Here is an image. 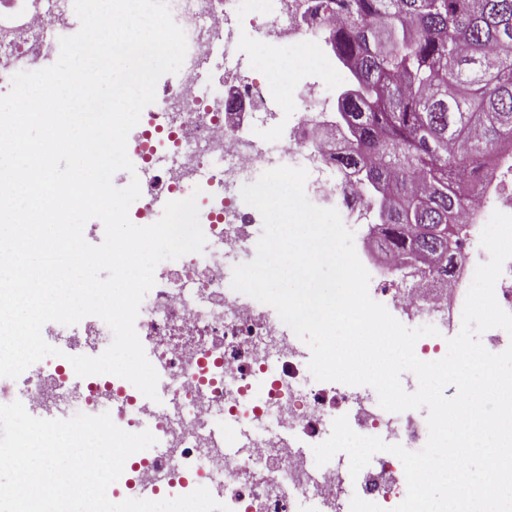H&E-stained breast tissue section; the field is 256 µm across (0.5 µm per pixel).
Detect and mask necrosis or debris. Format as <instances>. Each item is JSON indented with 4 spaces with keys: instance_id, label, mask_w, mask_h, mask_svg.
Segmentation results:
<instances>
[{
    "instance_id": "4bbe7bcc",
    "label": "necrosis or debris",
    "mask_w": 512,
    "mask_h": 512,
    "mask_svg": "<svg viewBox=\"0 0 512 512\" xmlns=\"http://www.w3.org/2000/svg\"><path fill=\"white\" fill-rule=\"evenodd\" d=\"M239 0H168L174 22L186 35L187 51L175 81L156 93L127 139L128 155L146 167L163 168L150 181L154 192L183 200L196 196L207 242L202 252L172 261L142 300L135 329L151 346L150 362L162 367L170 393L167 405L146 398L131 382L114 375L77 377L69 358L98 356L110 335L99 318L88 316L72 328L62 347L67 358L31 365L18 378L0 377V405L21 399L29 414L109 413L120 428L150 431L154 448L138 452L135 483L176 482L224 490L231 512H299L313 502L317 512H350L353 497L390 508L407 494L403 465L382 452L372 467L349 476L342 464L315 466L307 448L322 443L325 421L353 418L357 433L389 444L423 447L426 421L382 409L376 396L358 386L314 380L302 343L284 336L276 310L252 303L232 289L228 260H253L260 213L237 200L243 182L279 167L308 172L306 195L316 206L334 208L343 223L359 219L363 193L336 171V141L319 137L328 127L322 77L335 74L315 24L319 0H266L258 14L241 15ZM244 18L250 35L271 55L298 49L292 68L274 78L236 74L223 93H195L196 66L223 38L226 26ZM73 0H21L0 14V93L12 76L45 68L46 47L79 30ZM290 110L270 111L280 93ZM288 126V138L273 150L245 137L251 124ZM512 214V191L490 190L459 238L466 261L449 284L420 282L406 287L379 285L371 298L397 320H419L451 336L462 319L467 295L461 278H473L489 259L481 233L494 211ZM236 446L229 456L225 447Z\"/></svg>"
}]
</instances>
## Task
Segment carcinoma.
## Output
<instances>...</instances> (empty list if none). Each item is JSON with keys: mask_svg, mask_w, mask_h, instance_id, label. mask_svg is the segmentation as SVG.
Returning a JSON list of instances; mask_svg holds the SVG:
<instances>
[{"mask_svg": "<svg viewBox=\"0 0 512 512\" xmlns=\"http://www.w3.org/2000/svg\"><path fill=\"white\" fill-rule=\"evenodd\" d=\"M336 60L354 82L336 100L347 149L336 168L373 198L377 246L437 254L512 154V0H321Z\"/></svg>", "mask_w": 512, "mask_h": 512, "instance_id": "1", "label": "carcinoma"}]
</instances>
